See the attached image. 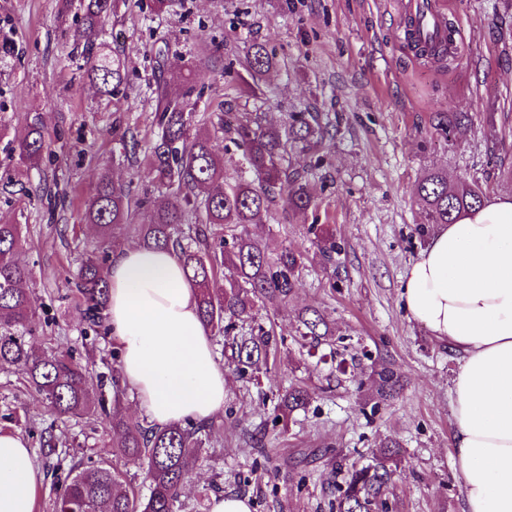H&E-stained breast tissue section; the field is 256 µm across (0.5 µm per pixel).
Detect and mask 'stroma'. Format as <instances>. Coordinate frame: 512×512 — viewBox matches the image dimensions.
Listing matches in <instances>:
<instances>
[{
    "label": "stroma",
    "instance_id": "obj_1",
    "mask_svg": "<svg viewBox=\"0 0 512 512\" xmlns=\"http://www.w3.org/2000/svg\"><path fill=\"white\" fill-rule=\"evenodd\" d=\"M464 49L447 64L415 58L401 35L392 0H153L119 6L99 36L125 63L124 80L104 95L83 78L73 55L79 5L62 0H0V223L27 228L22 259L39 354L72 353L88 362L92 392L112 375L109 331L79 313L77 273L87 252L114 254L138 241L151 204L167 196L145 166L158 133L160 84L183 94L194 121L207 127L219 111L260 114L264 123L291 112H317L333 131L320 150L318 205L251 227L270 248L304 251L295 293L277 308L256 307L288 350L255 380L228 377L218 436L206 444L176 512H206L211 496L248 497L251 512H331L336 461L371 465L382 444L398 445L387 512H461L462 488L452 431L456 367L447 344L407 314L405 274L425 248L414 191L432 167L452 181L478 184L485 197L511 195L512 0H446ZM278 60L261 94L240 76L252 43ZM190 73L189 82L179 81ZM468 118L466 132L440 136L438 116ZM40 119L50 141L38 166L19 159L13 141ZM129 185L143 200L130 226L102 242L84 221L101 175ZM330 230L338 249L316 256L311 226ZM319 308L334 334L310 356L298 341V315ZM400 387L377 392L381 368ZM307 385L313 399L288 427L273 425L275 393ZM53 428L67 463L112 457L104 414L54 419L21 376L0 369V430L21 433L42 476L37 512H55L49 460L39 439ZM293 471L274 478L271 466Z\"/></svg>",
    "mask_w": 512,
    "mask_h": 512
}]
</instances>
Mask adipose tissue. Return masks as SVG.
Returning a JSON list of instances; mask_svg holds the SVG:
<instances>
[{
	"label": "adipose tissue",
	"mask_w": 512,
	"mask_h": 512,
	"mask_svg": "<svg viewBox=\"0 0 512 512\" xmlns=\"http://www.w3.org/2000/svg\"><path fill=\"white\" fill-rule=\"evenodd\" d=\"M109 283L123 385L150 421L166 427L223 411L226 374L177 255L119 248ZM403 299L457 356L451 445L463 512H512V195L440 226L409 267ZM41 485L26 438L0 433V512H35Z\"/></svg>",
	"instance_id": "adipose-tissue-1"
}]
</instances>
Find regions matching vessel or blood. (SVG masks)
Returning <instances> with one entry per match:
<instances>
[{"label": "vessel or blood", "instance_id": "obj_1", "mask_svg": "<svg viewBox=\"0 0 512 512\" xmlns=\"http://www.w3.org/2000/svg\"><path fill=\"white\" fill-rule=\"evenodd\" d=\"M404 39L413 46L442 44L449 53L461 50V43L448 29V19L438 0H398Z\"/></svg>", "mask_w": 512, "mask_h": 512}]
</instances>
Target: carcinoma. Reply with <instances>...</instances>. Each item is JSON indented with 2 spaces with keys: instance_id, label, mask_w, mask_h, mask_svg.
<instances>
[{
  "instance_id": "cac0c4a2",
  "label": "carcinoma",
  "mask_w": 512,
  "mask_h": 512,
  "mask_svg": "<svg viewBox=\"0 0 512 512\" xmlns=\"http://www.w3.org/2000/svg\"><path fill=\"white\" fill-rule=\"evenodd\" d=\"M119 0H81L84 10L74 40L83 46L87 78L104 93L122 80L124 63L96 42L99 28L117 13ZM276 68L272 54L261 43L251 47L243 83L255 90ZM161 134L150 147L146 162L156 181L169 190L167 199L154 206L150 222L138 227L144 246L173 247L198 288V313L206 329L224 338L230 350L229 365L236 374L256 378L276 358L279 340L262 326L245 328L255 320L256 303L279 307L294 293L296 272L303 254L284 246L277 251L250 236L247 227L271 217V205L285 198L283 212H305L316 207L311 189L315 165L301 156L318 151L327 128L321 115L291 112L288 121L263 125L259 117L241 119L224 113L213 129L190 132L192 112L188 103L169 98L159 89ZM230 135V142L243 151L252 177L230 182L224 177V158L217 153L215 134ZM47 143L38 121L31 122L18 140L19 157L37 164ZM416 199L425 221L450 224L481 206L483 192L470 184H455L445 170L429 169L418 182ZM85 220L96 227L102 241L128 224L132 216L130 187L108 175L100 179L97 192L85 205ZM24 227L0 224V367L27 378L31 387L49 403L58 419L90 413L94 408L87 366L68 355H39L31 335L32 305L28 282L31 269L18 258ZM77 292L81 313L99 327L107 306L109 282L106 259L91 251L82 260ZM301 337L318 347L332 329L324 314L308 308L299 317ZM312 394L291 387L278 396L275 419L306 408ZM112 430L118 436L117 456L146 460L149 496L143 500L123 490V472L106 461L74 463L56 495V512H175L180 488L192 473V460L215 434L212 424L187 420L158 428L145 422H129L115 410L109 412ZM389 447L380 450L373 467L353 468L347 487L337 499L336 512H374L391 481Z\"/></svg>"
}]
</instances>
